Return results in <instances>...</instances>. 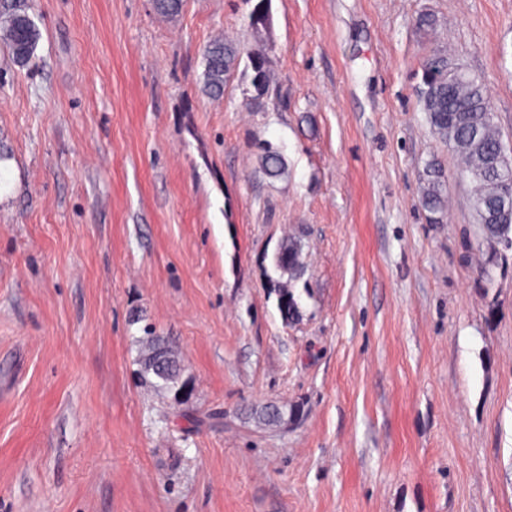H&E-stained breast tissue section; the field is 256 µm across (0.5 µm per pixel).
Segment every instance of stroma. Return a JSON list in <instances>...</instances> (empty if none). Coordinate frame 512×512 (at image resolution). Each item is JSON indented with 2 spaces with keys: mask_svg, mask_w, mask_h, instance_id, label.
<instances>
[{
  "mask_svg": "<svg viewBox=\"0 0 512 512\" xmlns=\"http://www.w3.org/2000/svg\"><path fill=\"white\" fill-rule=\"evenodd\" d=\"M256 2L31 0L32 62L0 46V512H512V247L418 98L447 49L512 150V0H268L259 33ZM218 36L265 53L267 95L202 94ZM148 329L183 394L142 378ZM266 403L301 414L246 419ZM260 170L268 178H279L286 172L284 157L276 149L267 146L259 157ZM420 205L430 213L434 223L443 222L448 209V187L441 163L437 159L428 161L422 175ZM273 261L276 270L280 272V278L287 276L285 282L277 281L274 284V288H278V308L285 320L292 319L297 312V301L290 289V282L302 268V248L297 237H284L275 251Z\"/></svg>",
  "mask_w": 512,
  "mask_h": 512,
  "instance_id": "obj_1",
  "label": "stroma"
}]
</instances>
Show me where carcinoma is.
<instances>
[{"instance_id":"obj_1","label":"carcinoma","mask_w":512,"mask_h":512,"mask_svg":"<svg viewBox=\"0 0 512 512\" xmlns=\"http://www.w3.org/2000/svg\"><path fill=\"white\" fill-rule=\"evenodd\" d=\"M29 10V0H0V41L9 47L14 61L21 67L34 58L40 40V31ZM249 23L257 31L267 28L269 13L262 0L251 10ZM244 56L251 77L270 84L269 62L261 50L246 52L216 39L203 51L202 92L212 98L223 96L224 85ZM418 95L431 132L453 151L460 172L469 178L472 208L484 238L494 245H512V155L504 153L485 85L467 70L448 80V56L437 52L422 65ZM260 170L268 178H279L286 172L285 159L279 151L267 146L260 155ZM420 205L430 213L433 222H443L448 209V187L441 163L436 159L425 165ZM273 261L280 276L287 277V281H278L274 287L278 288L279 311L288 320L297 312L290 281L302 268V248L297 237H284ZM142 345L141 375L154 378L153 386L158 389H183L185 369L168 341L149 332L142 338ZM299 414L296 405L285 409L273 404L250 412L253 419L265 426L278 425L285 418L294 419Z\"/></svg>"}]
</instances>
